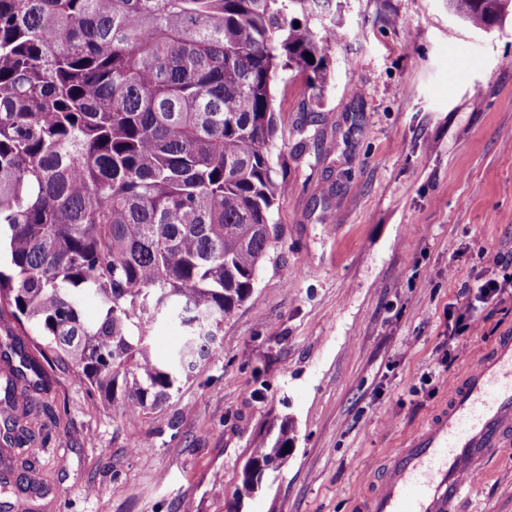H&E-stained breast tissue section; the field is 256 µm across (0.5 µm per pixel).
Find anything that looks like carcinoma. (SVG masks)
<instances>
[{
	"label": "carcinoma",
	"instance_id": "carcinoma-1",
	"mask_svg": "<svg viewBox=\"0 0 512 512\" xmlns=\"http://www.w3.org/2000/svg\"><path fill=\"white\" fill-rule=\"evenodd\" d=\"M333 2L0 0V319L128 418L175 397L213 355L279 239L272 86L298 71L322 91L327 36H343ZM448 7L486 29L512 0ZM86 297L100 308L92 323ZM166 322L181 343L160 357ZM0 345L47 382L13 333ZM22 376L0 381L6 413ZM269 431L252 461L288 457L292 422ZM254 492L242 475L227 512Z\"/></svg>",
	"mask_w": 512,
	"mask_h": 512
}]
</instances>
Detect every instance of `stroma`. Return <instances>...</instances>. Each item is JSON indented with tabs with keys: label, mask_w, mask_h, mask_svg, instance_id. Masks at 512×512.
Instances as JSON below:
<instances>
[{
	"label": "stroma",
	"mask_w": 512,
	"mask_h": 512,
	"mask_svg": "<svg viewBox=\"0 0 512 512\" xmlns=\"http://www.w3.org/2000/svg\"><path fill=\"white\" fill-rule=\"evenodd\" d=\"M330 77L273 84L281 236L178 400L131 420L56 366L19 383L23 452L0 450V512H226L270 418L283 467L242 512H353L388 456L503 332L512 303L451 369L448 305L512 258V15L491 31L448 0H343ZM302 154H294L298 142ZM148 443L139 452L135 442ZM459 512H512V446Z\"/></svg>",
	"instance_id": "1"
}]
</instances>
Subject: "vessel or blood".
<instances>
[{"instance_id": "b4317fda", "label": "vessel or blood", "mask_w": 512, "mask_h": 512, "mask_svg": "<svg viewBox=\"0 0 512 512\" xmlns=\"http://www.w3.org/2000/svg\"><path fill=\"white\" fill-rule=\"evenodd\" d=\"M512 446V332L500 336L385 464L358 512H456L483 465Z\"/></svg>"}]
</instances>
